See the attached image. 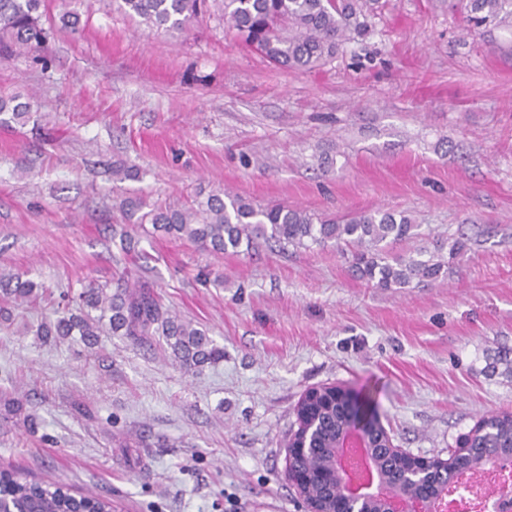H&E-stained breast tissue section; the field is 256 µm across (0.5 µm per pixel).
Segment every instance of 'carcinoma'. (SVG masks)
Instances as JSON below:
<instances>
[{"label":"carcinoma","instance_id":"carcinoma-1","mask_svg":"<svg viewBox=\"0 0 512 512\" xmlns=\"http://www.w3.org/2000/svg\"><path fill=\"white\" fill-rule=\"evenodd\" d=\"M118 8L149 31L183 32L209 3L219 5L222 20L244 43L274 64L294 70L321 67L336 57L339 46L369 33L380 0H116ZM467 21L473 30L482 26L512 28V0H466ZM43 0H0V52L17 55L43 48L48 40L42 23ZM30 104L0 96V125L20 122ZM140 236H172L207 250L238 254L258 245L274 244L308 249L329 243L350 253L351 267L374 288H414L448 278L455 260L467 249L465 234L436 240L433 248L420 246L408 254L395 247L421 237L420 225L407 215L382 208L363 210L341 220L323 219L304 209L258 207L239 195L220 191L204 201L180 207L155 206L124 210ZM42 294V286L21 274L0 273V310L27 305ZM58 317L39 325L37 335L57 340H78L94 345L106 333L134 344L155 343L172 351L188 371L198 372L221 358L205 330L166 309L147 283L120 286L113 293L105 285L90 284L78 294L59 295L53 302ZM296 407L294 428L285 448H307L286 465L313 477L321 496H336V484L322 481L324 450L334 447L345 423L340 407L327 403L313 418ZM376 457L397 474V459L387 454L381 432L371 431ZM467 453L456 468L437 472L431 481L440 485L454 470H478L492 460L512 455V412L483 416L466 436ZM0 503L12 512H112L104 495L30 480L20 471H0Z\"/></svg>","mask_w":512,"mask_h":512}]
</instances>
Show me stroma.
Wrapping results in <instances>:
<instances>
[{"label":"stroma","instance_id":"35a3bbf8","mask_svg":"<svg viewBox=\"0 0 512 512\" xmlns=\"http://www.w3.org/2000/svg\"><path fill=\"white\" fill-rule=\"evenodd\" d=\"M66 9L77 30L0 54V94L33 104L0 126V271L57 294L130 269L224 357L188 373L121 336L45 343L15 311L0 325V471L114 512H304L283 443L312 389L361 391L416 457H447L481 415L512 411L511 29L470 35L458 0H387L370 34L291 71L213 8L159 34L112 0L47 2ZM224 189L321 216L382 207L471 241L447 279L397 290L353 276L332 245L121 251L119 232L138 233L125 203Z\"/></svg>","mask_w":512,"mask_h":512}]
</instances>
